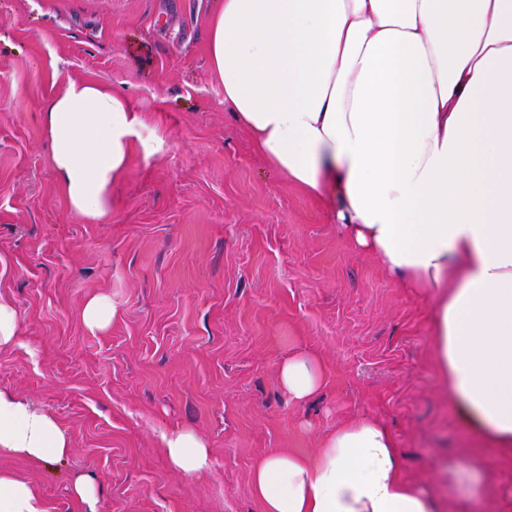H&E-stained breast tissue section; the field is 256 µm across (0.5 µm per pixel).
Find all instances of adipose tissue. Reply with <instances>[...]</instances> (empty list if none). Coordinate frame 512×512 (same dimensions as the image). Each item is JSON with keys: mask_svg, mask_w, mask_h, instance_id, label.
Returning <instances> with one entry per match:
<instances>
[{"mask_svg": "<svg viewBox=\"0 0 512 512\" xmlns=\"http://www.w3.org/2000/svg\"><path fill=\"white\" fill-rule=\"evenodd\" d=\"M224 102L254 151L322 202L358 249L434 302L436 370L491 448L512 450V0H224L209 18ZM70 207L112 211L145 122L127 98L69 82L41 110ZM279 380L300 402L327 382L313 353ZM72 449L48 410L0 390V456L49 465ZM187 476L212 466L193 431L161 434ZM261 512H442L407 482L378 420L340 425L315 454L273 452L252 469ZM0 512H48L0 474Z\"/></svg>", "mask_w": 512, "mask_h": 512, "instance_id": "ef3b65f1", "label": "adipose tissue"}]
</instances>
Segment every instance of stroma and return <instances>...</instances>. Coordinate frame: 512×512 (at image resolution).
<instances>
[{
    "label": "stroma",
    "instance_id": "1",
    "mask_svg": "<svg viewBox=\"0 0 512 512\" xmlns=\"http://www.w3.org/2000/svg\"><path fill=\"white\" fill-rule=\"evenodd\" d=\"M222 0H0V296L22 346L0 350V389L52 412L71 454L43 466L0 458L49 512H260L251 470L276 450L310 455L336 426L381 420L407 476L444 512H512V456L486 448L433 364L434 309L326 207L253 150L208 55ZM71 80L125 95L145 119L112 213L74 212L52 167L39 107ZM110 325L88 332L86 301ZM315 353L323 389L298 404L281 360ZM189 429L213 469L187 477L158 449ZM115 315V307L106 296L88 300L81 311V322L91 333L105 329ZM72 492L76 498L88 505L89 512H96L98 489L90 478L77 476L72 482Z\"/></svg>",
    "mask_w": 512,
    "mask_h": 512
}]
</instances>
